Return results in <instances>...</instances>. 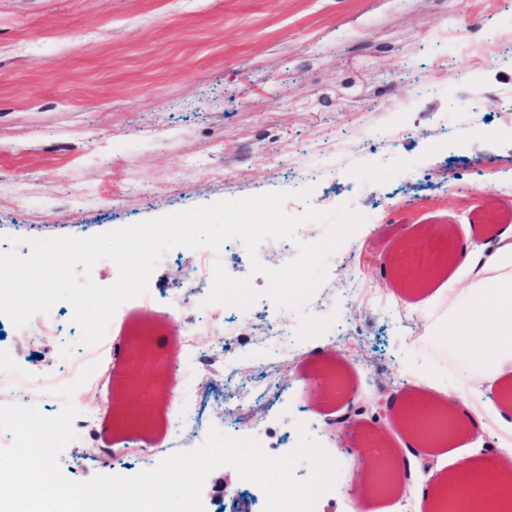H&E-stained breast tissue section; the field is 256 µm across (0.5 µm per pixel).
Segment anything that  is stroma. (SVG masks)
Instances as JSON below:
<instances>
[{
	"instance_id": "35a3bbf8",
	"label": "stroma",
	"mask_w": 512,
	"mask_h": 512,
	"mask_svg": "<svg viewBox=\"0 0 512 512\" xmlns=\"http://www.w3.org/2000/svg\"><path fill=\"white\" fill-rule=\"evenodd\" d=\"M511 92L512 0H0V246L19 253L35 234L87 238L265 193H287L293 213L351 205L365 221L344 243L350 275L331 259L323 282L337 292L335 320L308 330L297 360L246 339L234 350L250 377L271 370L283 387L258 433L270 456L288 453L297 425L316 440L320 425L363 405L354 425L329 431L338 472L323 512H400L502 438L495 426L464 428L431 452L430 471L402 470L409 430L396 409L376 418L370 376L396 398L429 381L461 384L416 338L448 316L474 271L453 282L439 274L415 296L384 268L401 246L437 258L443 239L426 233L430 219L485 243L469 216L488 193L512 203ZM304 168L314 185L304 186ZM198 260L173 248L150 278L166 332L127 345L123 323L142 305L119 307L103 373L79 407L95 446L67 444V478L142 472L136 448L163 438L129 421L123 405L137 391L165 383L167 408L196 411L181 340L211 292L193 279ZM224 261L260 292L248 315L276 324L242 241L226 242ZM190 285L198 307H170ZM55 315L47 340L1 323L0 360L62 370L81 329L68 302ZM222 479L223 498L213 492ZM230 497L263 512V490L224 465L206 480L205 512H224Z\"/></svg>"
}]
</instances>
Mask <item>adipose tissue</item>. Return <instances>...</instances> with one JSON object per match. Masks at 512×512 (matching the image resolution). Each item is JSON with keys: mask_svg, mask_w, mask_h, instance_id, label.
<instances>
[{"mask_svg": "<svg viewBox=\"0 0 512 512\" xmlns=\"http://www.w3.org/2000/svg\"><path fill=\"white\" fill-rule=\"evenodd\" d=\"M497 246L493 253L462 248L458 258L462 265L489 269L512 265V226L499 229ZM466 300L454 305L448 319V333L456 343L469 346L472 338H480L484 355L493 365L488 374L474 377L466 389L445 393L442 400L428 398L405 399L400 412L412 422L413 443H425L423 427L429 413L447 414L453 422H464L475 428H485V418L479 411L480 391L483 386H496L501 405L495 421H512V275L472 280L465 288ZM512 457V446L504 444L496 458L483 459L479 466H462L450 479L440 481L428 502H437L448 493L468 487L470 477H477L485 493L477 504L479 512H512V499L503 497L504 481L500 479L502 462Z\"/></svg>", "mask_w": 512, "mask_h": 512, "instance_id": "obj_1", "label": "adipose tissue"}]
</instances>
